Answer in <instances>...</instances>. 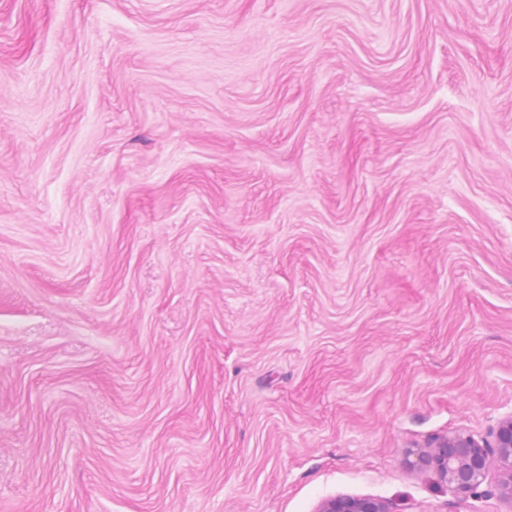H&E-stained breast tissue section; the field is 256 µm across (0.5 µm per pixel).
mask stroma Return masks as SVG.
Segmentation results:
<instances>
[{"instance_id":"obj_1","label":"stroma","mask_w":512,"mask_h":512,"mask_svg":"<svg viewBox=\"0 0 512 512\" xmlns=\"http://www.w3.org/2000/svg\"><path fill=\"white\" fill-rule=\"evenodd\" d=\"M512 416V0H0V512H450ZM505 471L499 494L512 503V416L500 421L486 436L460 431L437 436L409 452L408 463L419 473H433L455 493L454 512L467 509L475 498L492 458ZM318 512H394L389 504L369 496H338L326 499Z\"/></svg>"}]
</instances>
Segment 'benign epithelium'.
<instances>
[{"instance_id":"obj_1","label":"benign epithelium","mask_w":512,"mask_h":512,"mask_svg":"<svg viewBox=\"0 0 512 512\" xmlns=\"http://www.w3.org/2000/svg\"><path fill=\"white\" fill-rule=\"evenodd\" d=\"M505 478L499 494L512 500V416L500 421L485 436L460 431L437 436L409 452L408 463L419 473H432L455 493L454 512H463L468 499L478 494L492 459ZM318 512H393L389 504L369 496H338L325 500Z\"/></svg>"}]
</instances>
